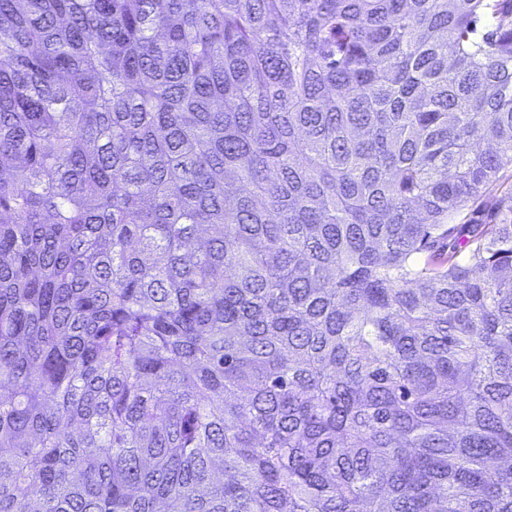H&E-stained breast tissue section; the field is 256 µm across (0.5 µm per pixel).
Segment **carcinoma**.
<instances>
[{"instance_id": "1", "label": "carcinoma", "mask_w": 512, "mask_h": 512, "mask_svg": "<svg viewBox=\"0 0 512 512\" xmlns=\"http://www.w3.org/2000/svg\"><path fill=\"white\" fill-rule=\"evenodd\" d=\"M509 167L512 0H0V512H512Z\"/></svg>"}]
</instances>
